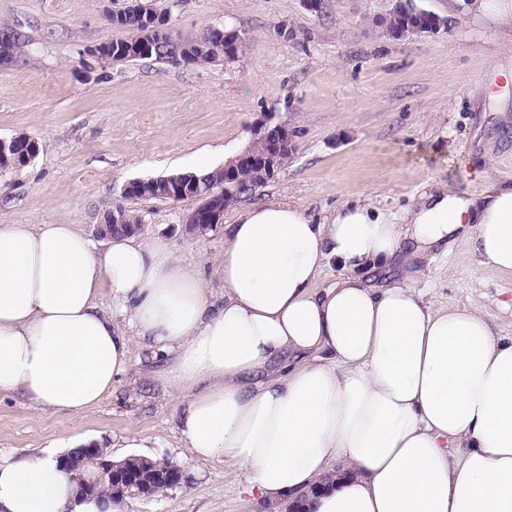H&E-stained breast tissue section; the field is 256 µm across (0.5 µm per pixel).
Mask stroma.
Returning <instances> with one entry per match:
<instances>
[{
  "mask_svg": "<svg viewBox=\"0 0 512 512\" xmlns=\"http://www.w3.org/2000/svg\"><path fill=\"white\" fill-rule=\"evenodd\" d=\"M128 0H0V25L24 35L0 64V138L33 137L39 152L0 170V224H72L94 235L115 204L140 215L149 234L200 268L219 290L223 226L182 235L191 202L124 198L123 184L222 166L245 149L260 122L287 125L296 150L253 203L292 201L323 218L349 201L398 220L411 199L443 181L469 195L486 178L512 185V27L448 15V0H419L448 16L446 28L396 41L379 24L392 0H155L172 29L192 38L237 28L234 61L186 66L155 58L93 63L97 47L125 38L108 16ZM402 285L433 309L467 306L512 335V273L482 264L469 239L447 254L365 277ZM131 363L100 403L64 419L19 394L0 399V454L47 455L80 437L113 459L141 451L176 463L183 481L115 512H257L248 472L217 456L193 457L177 427L181 407L158 387V363L131 340Z\"/></svg>",
  "mask_w": 512,
  "mask_h": 512,
  "instance_id": "stroma-1",
  "label": "stroma"
}]
</instances>
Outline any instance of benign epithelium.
<instances>
[{"mask_svg":"<svg viewBox=\"0 0 512 512\" xmlns=\"http://www.w3.org/2000/svg\"><path fill=\"white\" fill-rule=\"evenodd\" d=\"M447 23L446 18L435 13L423 10L415 15L411 21L394 28H384L385 34L395 40H404L417 36L419 34L439 30ZM175 36V33L167 26H161L158 22L147 25L145 38L131 45L128 54L136 55L137 52L149 46L153 38L159 35ZM254 140L263 145L262 150L256 151L250 147L234 157L226 160L224 169V198L211 196L199 190L196 184H187L183 175L171 176L163 180L164 185L170 195H180L184 192L194 194L200 200L190 218L184 222L183 230L185 234L197 236L200 233L217 227L222 223L224 217V207L222 203L232 200L235 190L239 187L238 174L243 169H249L254 175L253 188H258L263 184L273 180L281 172L283 156L296 150L295 137L287 126L282 124H270L268 122L260 123L254 132ZM88 457L98 456L96 467L89 472H79L75 474L78 484L84 487L80 496L83 498L98 497L100 480L105 473L112 474V480L118 482V485L125 489V493L119 495V498L126 496L130 498L150 499L156 494L173 488L181 483V479L170 478L162 473L155 476L154 480L142 483L129 476L122 477L118 475V470L111 461L99 455L98 448L94 444L86 446Z\"/></svg>","mask_w":512,"mask_h":512,"instance_id":"1","label":"benign epithelium"}]
</instances>
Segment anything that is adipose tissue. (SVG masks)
Returning <instances> with one entry per match:
<instances>
[{
    "instance_id": "1",
    "label": "adipose tissue",
    "mask_w": 512,
    "mask_h": 512,
    "mask_svg": "<svg viewBox=\"0 0 512 512\" xmlns=\"http://www.w3.org/2000/svg\"><path fill=\"white\" fill-rule=\"evenodd\" d=\"M460 237L512 272V187L467 197L439 182L398 224L359 202L321 221L289 201L246 207L224 227L217 301L160 237L0 224V397L83 413L127 371L135 335L183 404L188 447L238 461L258 499L315 486L310 512H512V336L363 282ZM0 512L100 508L56 458L14 456L0 458Z\"/></svg>"
}]
</instances>
